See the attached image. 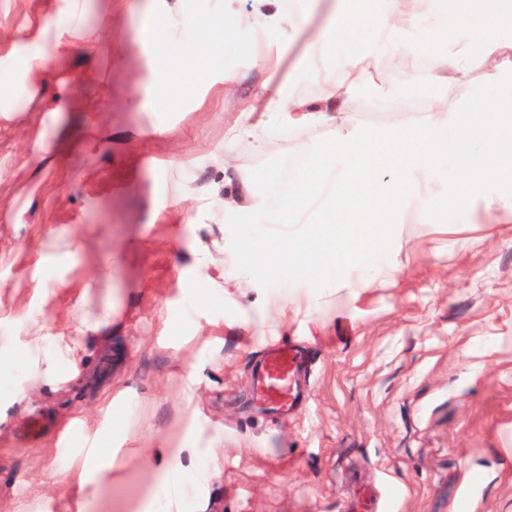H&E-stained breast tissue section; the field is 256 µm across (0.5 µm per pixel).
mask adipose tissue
Returning a JSON list of instances; mask_svg holds the SVG:
<instances>
[{
    "label": "adipose tissue",
    "instance_id": "adipose-tissue-1",
    "mask_svg": "<svg viewBox=\"0 0 512 512\" xmlns=\"http://www.w3.org/2000/svg\"><path fill=\"white\" fill-rule=\"evenodd\" d=\"M332 24L311 48L307 64L320 83L316 98L296 96L283 85L263 83L257 90L235 137H257L264 129L290 127L304 134L313 126L330 128L328 141L315 158L308 185L317 186L328 201L334 222L323 223L306 241L281 237L247 250L250 266L272 259L282 262L295 254L305 257V270L326 268L336 255V236L352 227L354 240L375 239L381 226L394 223L400 200L409 192V168L432 172L446 144L457 158L456 195L470 197L479 187L512 184V117L498 103L475 105L472 98L453 95L437 99L419 130L391 128L386 136L358 129L352 117L359 74L387 69L395 56L427 54L425 78L436 85L458 83L475 68L487 81L512 86V0H332ZM225 36L245 28L253 35L256 60L278 70L289 46L301 33L305 20L288 12L282 0H254L251 12H241L238 0H224ZM377 35L375 43L360 40L363 26ZM338 51L339 77H330L324 50ZM163 66L153 68L149 84L176 99L187 84L204 73L201 60L185 57L173 42H166ZM78 338L51 340L35 336L19 360L0 358V373L33 367V381L53 382L60 359L76 354ZM181 449L159 451L165 466L161 491L151 496L149 512H179ZM112 470V450L99 439L88 448L80 466H65L62 480L85 493L75 504L85 512L95 498L104 475Z\"/></svg>",
    "mask_w": 512,
    "mask_h": 512
}]
</instances>
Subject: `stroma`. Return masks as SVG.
Wrapping results in <instances>:
<instances>
[{"mask_svg":"<svg viewBox=\"0 0 512 512\" xmlns=\"http://www.w3.org/2000/svg\"><path fill=\"white\" fill-rule=\"evenodd\" d=\"M223 17L224 0H0V352L85 342L57 382L0 403V512H61L57 472L94 433L117 463L93 512H141L156 449L179 447L181 512H347L367 488L377 512H512V211L455 206L448 147L432 174L410 171L376 245L323 272L258 265L241 286L229 255L307 232L266 216L328 131L281 128L266 151L230 141L270 74L248 31L211 41ZM153 20L208 58L175 102L148 87ZM326 22L310 13L277 75L307 98L319 84L302 62ZM422 67L363 73L359 128H421L440 93L408 79ZM281 337L311 363L291 415L254 390Z\"/></svg>","mask_w":512,"mask_h":512,"instance_id":"obj_1","label":"stroma"}]
</instances>
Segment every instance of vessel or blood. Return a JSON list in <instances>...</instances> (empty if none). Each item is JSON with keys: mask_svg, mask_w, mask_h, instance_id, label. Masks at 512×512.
<instances>
[{"mask_svg": "<svg viewBox=\"0 0 512 512\" xmlns=\"http://www.w3.org/2000/svg\"><path fill=\"white\" fill-rule=\"evenodd\" d=\"M307 365V351L295 342L271 341L254 371L258 400L276 412L292 410L303 399L298 378Z\"/></svg>", "mask_w": 512, "mask_h": 512, "instance_id": "1", "label": "vessel or blood"}]
</instances>
